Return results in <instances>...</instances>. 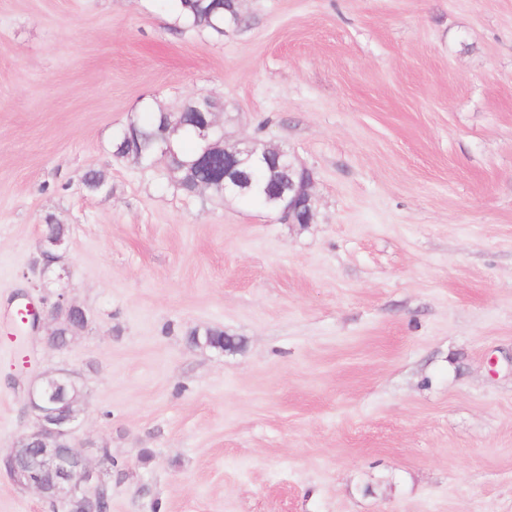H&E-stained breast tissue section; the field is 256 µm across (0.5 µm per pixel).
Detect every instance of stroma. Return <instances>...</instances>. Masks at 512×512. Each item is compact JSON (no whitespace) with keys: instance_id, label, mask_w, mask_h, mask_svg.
<instances>
[{"instance_id":"obj_1","label":"stroma","mask_w":512,"mask_h":512,"mask_svg":"<svg viewBox=\"0 0 512 512\" xmlns=\"http://www.w3.org/2000/svg\"><path fill=\"white\" fill-rule=\"evenodd\" d=\"M238 7L0 0V455L65 367L111 512H512V0ZM202 96L311 171L312 223L114 156ZM49 222L92 317L62 351L14 322ZM198 0H177L180 19L190 28H203L216 35H224V30H233L242 23L237 3L234 0H217L220 9L210 11L207 4L199 5ZM187 335L188 341L193 344L209 342L211 345L218 347H224V341L230 346L234 344L233 339L224 337V331L220 329L207 328L200 330L194 328L190 330Z\"/></svg>"}]
</instances>
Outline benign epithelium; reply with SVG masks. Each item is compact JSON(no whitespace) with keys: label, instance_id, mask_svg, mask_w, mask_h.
<instances>
[{"label":"benign epithelium","instance_id":"7a95c632","mask_svg":"<svg viewBox=\"0 0 512 512\" xmlns=\"http://www.w3.org/2000/svg\"><path fill=\"white\" fill-rule=\"evenodd\" d=\"M203 112L207 117L196 127L203 147L194 165L210 171V181L198 183L197 192H205L211 183L219 182L224 194L235 195L247 184L250 172L275 165L288 170L290 179L283 191L267 194L270 212L283 223H311L315 209L311 172L283 148L266 146L260 150L251 142L227 143L219 113L206 105ZM67 243L66 237L41 238V279L35 284L42 293L39 303L30 301L25 291L16 293V297L27 299L17 311L20 322L55 350L69 347L91 321L88 310L69 297L64 285L69 271L59 264V253ZM77 379V373L55 368L29 385L27 404L35 425L19 438L4 461V470L12 481L49 501L53 512H79L80 505L95 500L106 486L108 475L102 460L90 462L73 444L74 429L84 415L81 398L70 393Z\"/></svg>","mask_w":512,"mask_h":512}]
</instances>
